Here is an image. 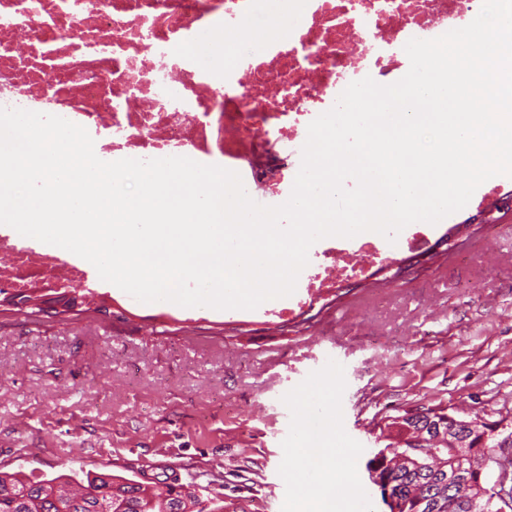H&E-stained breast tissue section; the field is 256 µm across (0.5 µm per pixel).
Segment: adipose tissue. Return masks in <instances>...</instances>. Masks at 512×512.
I'll use <instances>...</instances> for the list:
<instances>
[{
  "label": "adipose tissue",
  "instance_id": "adipose-tissue-1",
  "mask_svg": "<svg viewBox=\"0 0 512 512\" xmlns=\"http://www.w3.org/2000/svg\"><path fill=\"white\" fill-rule=\"evenodd\" d=\"M332 387L317 384L303 395L300 425L308 454L289 478L297 490L295 512H330L340 494L357 497L348 465L351 451L336 437Z\"/></svg>",
  "mask_w": 512,
  "mask_h": 512
}]
</instances>
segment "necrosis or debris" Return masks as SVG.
Listing matches in <instances>:
<instances>
[{
  "instance_id": "necrosis-or-debris-1",
  "label": "necrosis or debris",
  "mask_w": 512,
  "mask_h": 512,
  "mask_svg": "<svg viewBox=\"0 0 512 512\" xmlns=\"http://www.w3.org/2000/svg\"><path fill=\"white\" fill-rule=\"evenodd\" d=\"M483 0H285L256 51L195 54L227 29L255 26L254 0H0V108L84 127L113 160L171 156L235 166L244 186L288 198V150L351 83L408 72L413 38ZM328 253L307 295L331 291L380 257ZM85 267L57 246L0 234V289L84 288Z\"/></svg>"
}]
</instances>
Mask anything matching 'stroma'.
<instances>
[{"label":"stroma","mask_w":512,"mask_h":512,"mask_svg":"<svg viewBox=\"0 0 512 512\" xmlns=\"http://www.w3.org/2000/svg\"><path fill=\"white\" fill-rule=\"evenodd\" d=\"M450 249L396 248L298 322L146 304L91 274L57 317L0 293V474L73 470L186 486L224 512H283L301 398L335 388L367 512L385 419L416 408L512 418V208L468 210Z\"/></svg>","instance_id":"obj_1"}]
</instances>
